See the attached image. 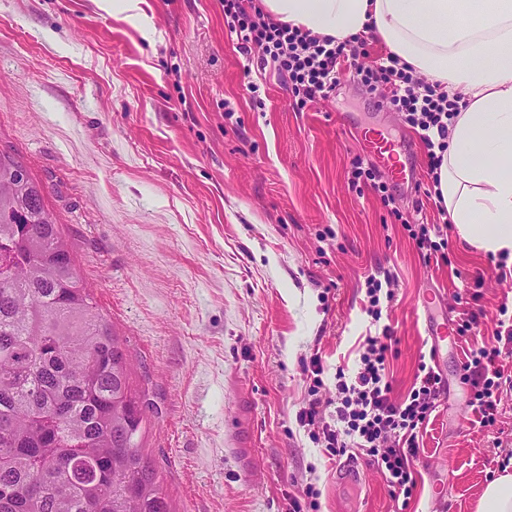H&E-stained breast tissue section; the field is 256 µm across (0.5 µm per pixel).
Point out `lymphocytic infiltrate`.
I'll use <instances>...</instances> for the list:
<instances>
[{
	"instance_id": "obj_1",
	"label": "lymphocytic infiltrate",
	"mask_w": 512,
	"mask_h": 512,
	"mask_svg": "<svg viewBox=\"0 0 512 512\" xmlns=\"http://www.w3.org/2000/svg\"><path fill=\"white\" fill-rule=\"evenodd\" d=\"M224 26L234 37L236 49L258 70L287 78L297 108L328 99L339 84L343 65L353 69L354 80L369 92L385 93L414 131L427 159V178L417 182L416 193L437 197V169L448 148V127L457 116L458 100L449 98L439 84L417 77L412 67L394 56L364 65V43L336 42L309 31L277 23L262 11L258 0H223ZM371 183L384 205L390 206L394 223L400 224L424 262L446 264L448 233L438 224H414L399 209L386 183L377 181L374 166L353 158L350 185ZM397 342L391 327L380 335L366 336L360 366L354 376L336 372V401L322 402L324 365L313 355L305 367L310 381L308 399L296 414L298 425L321 443L328 459L352 453L370 458L381 469L394 496L411 500L417 488L413 461L419 451V432L429 422L445 390L438 370L419 362L409 393L392 395L390 358ZM512 357V317L500 323L490 343L472 350L463 366L462 380L471 389L469 405L481 425L496 421L503 393L512 390V371L505 359Z\"/></svg>"
}]
</instances>
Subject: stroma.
Masks as SVG:
<instances>
[{"mask_svg":"<svg viewBox=\"0 0 512 512\" xmlns=\"http://www.w3.org/2000/svg\"><path fill=\"white\" fill-rule=\"evenodd\" d=\"M244 59L220 0H0V151L26 164L100 312L129 345L147 409L142 451L171 512H288L306 486L318 512H396L382 473L336 477L337 461L298 426L313 353L357 370L367 335L390 326L395 397L429 354L424 313L481 340L512 308L488 255L448 229L450 264H425L370 188L349 187L366 130L423 149L400 112L342 74L333 97L296 110L287 79L242 89ZM392 276L380 323L368 276ZM482 285H475V278ZM477 297L465 301L467 289ZM469 346L449 343L448 382L422 430L405 512H476L512 464V394L482 427L461 381Z\"/></svg>","mask_w":512,"mask_h":512,"instance_id":"35a3bbf8","label":"stroma"}]
</instances>
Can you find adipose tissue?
Listing matches in <instances>:
<instances>
[{
    "label": "adipose tissue",
    "mask_w": 512,
    "mask_h": 512,
    "mask_svg": "<svg viewBox=\"0 0 512 512\" xmlns=\"http://www.w3.org/2000/svg\"><path fill=\"white\" fill-rule=\"evenodd\" d=\"M274 20L342 42L373 34L465 106L438 170L462 236L512 257V0H261Z\"/></svg>",
    "instance_id": "1"
}]
</instances>
